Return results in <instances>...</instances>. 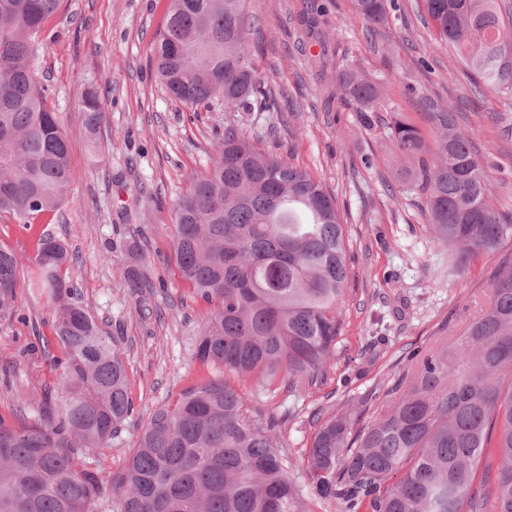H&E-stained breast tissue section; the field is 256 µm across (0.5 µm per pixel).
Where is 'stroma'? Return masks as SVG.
<instances>
[{
	"label": "stroma",
	"mask_w": 512,
	"mask_h": 512,
	"mask_svg": "<svg viewBox=\"0 0 512 512\" xmlns=\"http://www.w3.org/2000/svg\"><path fill=\"white\" fill-rule=\"evenodd\" d=\"M389 27L366 31L351 0H247L255 60L278 101L275 112H192L172 101L151 62L168 0H61L36 45L34 76L70 145L72 179L59 210L18 224L0 215V243L31 265L40 234L65 241L75 255L73 298L114 336L125 361L132 412L121 447L101 456L104 474L121 469L152 412L212 375L193 356L206 309L193 298L173 257V205L190 174L204 171L224 129L235 125L293 161L336 199L345 227L350 275L339 303L343 324L336 365L317 387H267L227 375L250 412L291 413L279 431L293 478L304 480L313 428L308 410L341 411L371 395L367 412L407 375L409 354L456 333L489 295L494 262L478 256L453 282L433 268L432 241L418 194L407 192L404 165L384 122L365 129L342 98L337 72L351 63L381 83L388 110L432 139L414 83L429 98L460 112V129L490 148V202L512 213V111L496 91L474 94L457 53L439 45L422 0H399ZM106 98L96 133L86 127L84 100ZM143 263L157 287L149 307L132 294L125 272ZM55 318L47 295L21 282L13 313L0 314V420L14 423L20 385L52 381L57 347H45ZM383 334L384 344L371 338Z\"/></svg>",
	"instance_id": "35a3bbf8"
}]
</instances>
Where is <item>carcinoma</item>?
I'll return each mask as SVG.
<instances>
[{"mask_svg": "<svg viewBox=\"0 0 512 512\" xmlns=\"http://www.w3.org/2000/svg\"><path fill=\"white\" fill-rule=\"evenodd\" d=\"M437 39L481 83L512 99V22L498 0H424ZM366 28L389 24L396 0H352ZM59 0H0V214L30 224L56 211L70 183L66 134L31 70L32 48ZM246 0H170L154 47L169 98L193 111L270 112L254 62ZM224 84V97L214 84ZM339 83L371 127L385 108L378 86L351 64ZM436 136L425 157L419 129L388 122L410 164L407 189L423 197L434 242L448 257L437 275L461 277L470 258L495 260L490 294L451 344L415 350L413 369L366 422L351 406L308 414L315 431L308 481L290 475L279 448L284 418L252 419L231 373L292 388L324 379L341 331L349 269L335 199L290 158L227 126L210 165L174 205L180 277L208 304L195 357L219 373L157 407L125 465L110 478L99 457L121 444L130 412L121 352L72 301L64 243L41 236L30 278L51 299L61 404L0 421V512H512V218L488 202L487 156L457 129L456 113L406 86ZM107 102L85 100L90 131ZM23 263L0 244V313L15 307ZM132 293L153 287L139 265ZM99 344L96 355L84 348Z\"/></svg>", "mask_w": 512, "mask_h": 512, "instance_id": "obj_1", "label": "carcinoma"}]
</instances>
